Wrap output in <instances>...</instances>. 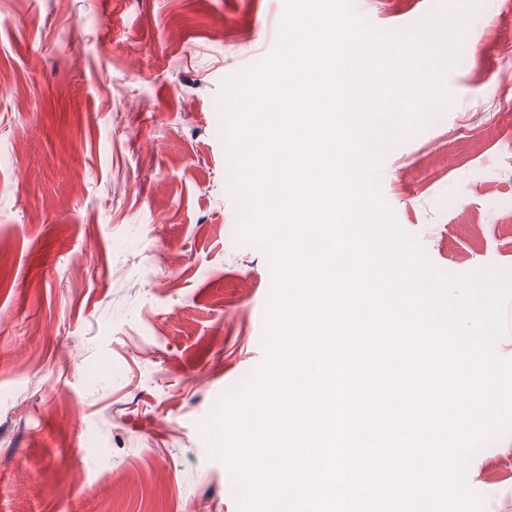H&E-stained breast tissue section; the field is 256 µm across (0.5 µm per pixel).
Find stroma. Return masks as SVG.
<instances>
[{"label":"stroma","mask_w":512,"mask_h":512,"mask_svg":"<svg viewBox=\"0 0 512 512\" xmlns=\"http://www.w3.org/2000/svg\"><path fill=\"white\" fill-rule=\"evenodd\" d=\"M384 29L444 0H351ZM286 0H0V512H240L214 404L265 360L271 259L236 237L216 98ZM512 0H482L453 103L382 196L438 269L512 268ZM472 455L485 512H512Z\"/></svg>","instance_id":"obj_1"}]
</instances>
